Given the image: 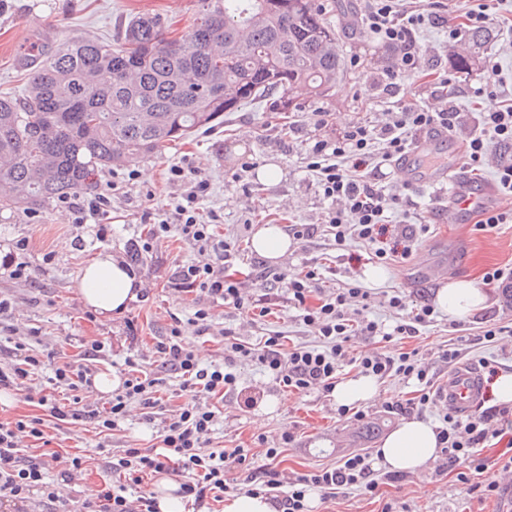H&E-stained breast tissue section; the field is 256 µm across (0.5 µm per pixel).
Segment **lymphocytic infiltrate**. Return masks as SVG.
Here are the masks:
<instances>
[{"instance_id": "1", "label": "lymphocytic infiltrate", "mask_w": 512, "mask_h": 512, "mask_svg": "<svg viewBox=\"0 0 512 512\" xmlns=\"http://www.w3.org/2000/svg\"><path fill=\"white\" fill-rule=\"evenodd\" d=\"M494 14L493 0H470L467 10L458 15L449 12L446 0H367L362 25L375 40L395 51L399 71L415 74L421 68L417 32L422 26L432 21L441 23L449 39L454 40L461 27L486 25ZM468 92L473 98L484 97L493 102L492 107L478 113L477 130L464 141L466 168L480 171L494 145L512 143V102H501L496 84L489 82L469 87ZM460 117L451 105L406 106L386 113L378 123H354L336 140L312 139L307 168L328 207L321 223L288 225L289 236L305 240L322 231L332 235L337 247L355 240L371 250L374 260L387 264L406 262L413 254L417 237L395 225L393 217L409 206L410 199L387 189L381 181L382 170L407 152L415 134L437 129L457 131ZM169 179L183 186L182 196L175 204L145 210L143 219L152 225L154 237L173 232L199 252H212L211 262L190 264L177 273V289L196 295L193 322L199 331L208 330L212 307L217 303L241 315H270L267 293H244L232 271L234 247L216 239L212 232L213 225L223 223V216L213 213L208 221L200 219L199 203L208 193L207 180L198 178L189 163L172 165ZM60 203L79 224H100L111 218V199L103 193H76L61 198ZM318 279L317 269L311 267L292 279L282 273L273 274L266 283L268 290L286 283L287 303L318 336L320 343L316 346L297 344L287 350L277 334L267 336L263 343L251 344L227 328L223 331V361L206 363L194 349L183 345L180 326H173L168 336L155 344L154 353L162 368L179 377V387L191 393V402L158 418L155 428L159 447L127 448L112 456L109 468L113 482L83 493L74 502L65 496L62 484L72 481L74 472L82 469V457L71 458L58 483L50 479L44 462L22 457L21 440H43L49 417L68 425L93 424L103 432L115 429L126 419L131 403L150 409L159 406V379L140 369L127 375L108 401L87 403L81 393L92 387L94 362L103 350L102 342H92L79 359L54 363V384L71 392L70 401L62 404L41 393L36 403L46 409V417L0 421V512H28L27 503L34 491L40 492L48 508L73 503L76 512H157L152 493L139 488L148 475L180 477L178 494L191 504L193 512H212L211 502L222 501L225 494L234 490L224 477L225 467L244 464L248 457L247 449L215 448L210 440L221 414L215 401L236 389L235 368L243 362L259 365L280 385L301 394L318 388L333 391L341 368L354 363L363 374L383 378L394 373L422 386L418 401L390 403L388 412L401 414L410 411L415 403H428L436 373L416 352L390 355L371 350L354 358L347 344L357 333L378 336L385 342L416 337L420 327L434 322V307L428 303L411 306L405 296L391 295L386 306L395 319L386 324L364 316L362 304L368 293L358 282L317 294L313 288ZM445 422L439 432L441 453L449 467L468 469L475 463L477 448L512 428V407L494 404L467 418L448 415ZM373 474L369 455L351 453L337 467L311 470L291 480L278 470H264L262 485L279 512H306L305 502L314 490L327 498L341 490L374 492L377 481ZM132 485L138 488L133 498L127 495Z\"/></svg>"}]
</instances>
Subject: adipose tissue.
I'll use <instances>...</instances> for the list:
<instances>
[{
	"label": "adipose tissue",
	"mask_w": 512,
	"mask_h": 512,
	"mask_svg": "<svg viewBox=\"0 0 512 512\" xmlns=\"http://www.w3.org/2000/svg\"><path fill=\"white\" fill-rule=\"evenodd\" d=\"M77 288L89 309L109 317L127 309L137 298L142 281L125 262L102 253L84 267ZM435 301L449 318L465 319L485 309L488 296L472 281L458 279L440 288ZM437 448L438 437L432 423L404 420L385 437L378 457L388 469L415 472L435 458Z\"/></svg>",
	"instance_id": "1"
}]
</instances>
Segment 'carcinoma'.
I'll return each instance as SVG.
<instances>
[{
    "label": "carcinoma",
    "mask_w": 512,
    "mask_h": 512,
    "mask_svg": "<svg viewBox=\"0 0 512 512\" xmlns=\"http://www.w3.org/2000/svg\"><path fill=\"white\" fill-rule=\"evenodd\" d=\"M466 76L490 28L463 33ZM337 33L317 0H200L178 38L136 17L118 42L74 38L36 55L22 96L0 97V209L38 210L100 170L143 159L224 121V113L297 86L330 95L342 72Z\"/></svg>",
    "instance_id": "obj_1"
}]
</instances>
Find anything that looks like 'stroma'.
Wrapping results in <instances>:
<instances>
[{"instance_id": "stroma-1", "label": "stroma", "mask_w": 512, "mask_h": 512, "mask_svg": "<svg viewBox=\"0 0 512 512\" xmlns=\"http://www.w3.org/2000/svg\"><path fill=\"white\" fill-rule=\"evenodd\" d=\"M326 18L339 35V52L346 64V75L328 97L309 98L306 91L294 93V111H282L277 99L248 105L228 112L218 126L177 141L135 163L138 179L122 182V169L115 166L99 172L97 187L112 192V221L106 228L76 224L70 212L53 201L39 211L0 212V252H14L17 261L27 265L30 279L0 276V300L10 307L0 313V364L11 361L15 343L29 345L33 355L46 361L56 354L78 355L83 343L99 340L106 346L97 362L99 371L123 376L127 360L155 369L162 380V407L175 410L191 399L180 391L179 380L156 369L155 343L173 323H180L183 340L194 346L203 361L224 357L221 329H233L238 338L259 343L267 334L278 332L287 343L316 344L297 311L288 307L284 296H276L279 313L249 324L224 306H214L211 327L199 331L191 321L194 294L171 288L178 266L200 261L192 246L178 237L161 240L143 254H136L135 241L149 237L150 225L141 216L149 205L162 206L180 196L181 186L167 181L170 165L189 161L210 190L200 204L203 212L223 215L216 232L219 239L236 248L234 268L245 279L249 291H258L255 278L259 269L297 272L304 265L321 269L320 287L329 290L349 275H362L364 264L342 266L332 237L317 235L293 242L279 262L261 259L251 246L255 230L263 225L321 223L326 203L307 170L308 137L333 138L350 123L376 120L380 113L396 107L432 103L434 97L424 78L398 71L395 55L370 39L360 22L364 0H346L347 10H339V0H323ZM198 10V0H0V96H16L27 80L28 67L23 45H58L72 38L114 41L128 21L141 15H160L170 25L172 36L187 31ZM498 37L485 53L486 65L469 78H452L458 93L453 100L465 124H472L477 113L475 99L462 94L463 86L487 80L492 69H499L503 89L512 92V30L497 26ZM425 50V68L450 73L452 57L463 51V41H449L444 29L430 23L419 33ZM322 112L326 124L314 128L312 115ZM255 166L242 182H234L242 164ZM266 164L278 167L277 185L263 184L256 170ZM385 183L391 192L406 191L416 206L396 213V220L425 224L429 230L419 238L413 256L403 264L387 266V280L369 285V318L388 320L382 300L393 292H403L413 302H434L440 287L433 268L449 264V279L482 280L495 268L512 270V222L487 231L476 230L472 220L457 224L437 223L432 218L435 196L432 191L407 185L397 170H390ZM109 252L130 263L143 283L142 295L119 316L103 318L86 308L76 288L81 268L99 253ZM503 287L486 286L492 304L472 319L452 320L439 313L435 322L419 336L401 342L375 343L365 336L349 341L352 355L372 348L383 352L417 351L431 364L439 377H447L449 367L441 359L444 350L462 348L463 360L478 366L489 365L497 372L512 373V335L489 344L481 337L488 326H512V305L503 299ZM238 388L224 398V410L213 434L216 448H244L245 465L225 468L227 479L240 491L257 492L258 484L249 479L254 470L268 467L265 450L282 432L294 440L276 465L279 471L296 476L312 469L333 467L352 452L375 453L381 438L397 423V416L386 413L387 403L406 401L415 386L399 376L377 383L378 393L359 405L357 413L338 416L337 403L311 390L305 394L286 391L272 376L248 362L237 365ZM148 410L132 405L125 423L111 434H98L92 427L49 425L45 430L47 448L63 454L81 455L98 442H105L113 453L126 448L156 445V434L148 424ZM378 427L379 435L363 441L358 431L364 424ZM512 429L502 442L479 449L476 468L461 472L448 467L443 456H436L423 469L392 472L374 463L378 487L375 494L356 491L322 500L311 493L309 512H504L511 503L503 492L489 493L485 487L499 480L502 467L512 451Z\"/></svg>"}]
</instances>
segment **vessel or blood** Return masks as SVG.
Wrapping results in <instances>:
<instances>
[{
  "mask_svg": "<svg viewBox=\"0 0 512 512\" xmlns=\"http://www.w3.org/2000/svg\"><path fill=\"white\" fill-rule=\"evenodd\" d=\"M395 167L410 183L434 188L441 198L446 199L447 204L441 214L449 222H460L469 212L489 209L495 204L492 190L475 187L465 176L459 160L427 166L422 163L418 149L414 148L399 158ZM485 397L484 374L469 364L451 370L435 392L438 405L461 416L479 410Z\"/></svg>",
  "mask_w": 512,
  "mask_h": 512,
  "instance_id": "vessel-or-blood-1",
  "label": "vessel or blood"
}]
</instances>
